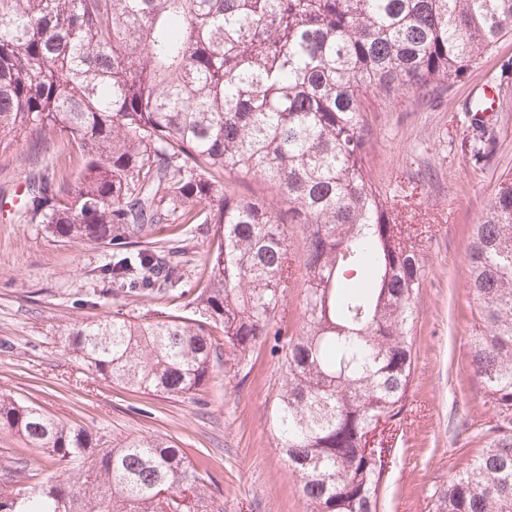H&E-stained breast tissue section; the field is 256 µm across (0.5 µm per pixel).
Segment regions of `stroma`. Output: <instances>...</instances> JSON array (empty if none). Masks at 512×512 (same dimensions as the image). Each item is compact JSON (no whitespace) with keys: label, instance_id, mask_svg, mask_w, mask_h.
Wrapping results in <instances>:
<instances>
[{"label":"stroma","instance_id":"stroma-1","mask_svg":"<svg viewBox=\"0 0 512 512\" xmlns=\"http://www.w3.org/2000/svg\"><path fill=\"white\" fill-rule=\"evenodd\" d=\"M488 82L500 91L501 108L488 125L493 151L477 162L465 149L477 136L466 110L473 90ZM363 109L372 181L407 196L405 221L427 228L419 241L426 280L415 367L378 512H429L433 484L476 455L497 423L468 365L473 299L465 252L471 225L487 212L500 179L512 173V36L455 83L390 98L367 90ZM78 167L77 154L62 140L46 152L22 142L0 154V394L81 424L109 443L160 437L195 449L223 491L224 512H307L299 481L271 437L280 371L268 347L258 348L247 376L220 373L215 387L186 398L107 383L67 348L65 332L73 324L116 312L145 322L157 309L150 298L116 299L108 292L99 269L112 257L110 246L62 240L20 218L26 174L41 169L62 176ZM209 243L206 225H184L173 258L179 288L195 287ZM20 455L52 481L77 478L0 429V463Z\"/></svg>","mask_w":512,"mask_h":512}]
</instances>
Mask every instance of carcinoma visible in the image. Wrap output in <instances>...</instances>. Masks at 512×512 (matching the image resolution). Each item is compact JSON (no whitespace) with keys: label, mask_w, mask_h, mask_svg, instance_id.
I'll return each instance as SVG.
<instances>
[{"label":"carcinoma","mask_w":512,"mask_h":512,"mask_svg":"<svg viewBox=\"0 0 512 512\" xmlns=\"http://www.w3.org/2000/svg\"><path fill=\"white\" fill-rule=\"evenodd\" d=\"M511 35L512 0H0V152L63 136L81 160L26 176L24 220L115 247L118 298L180 280L173 246L151 247L161 231L213 229L188 289L200 318L117 315L69 328L68 347L102 380L179 398L273 339L271 435L310 512H377L386 462L367 444L406 406L425 265L421 232L365 173L362 91L454 83ZM248 175L267 193H242ZM465 261L469 366L498 421L431 512H512L511 177ZM0 427L78 471L65 487L14 458L0 512H224L211 474L162 438L101 448L4 394Z\"/></svg>","instance_id":"carcinoma-1"}]
</instances>
